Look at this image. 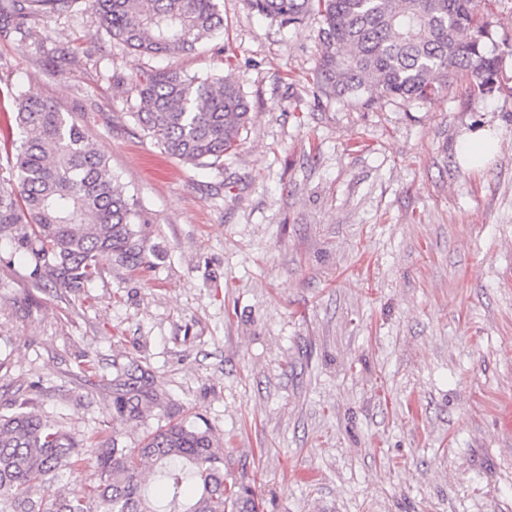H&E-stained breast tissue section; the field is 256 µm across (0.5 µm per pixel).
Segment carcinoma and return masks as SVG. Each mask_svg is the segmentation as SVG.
Instances as JSON below:
<instances>
[{"label": "carcinoma", "mask_w": 512, "mask_h": 512, "mask_svg": "<svg viewBox=\"0 0 512 512\" xmlns=\"http://www.w3.org/2000/svg\"><path fill=\"white\" fill-rule=\"evenodd\" d=\"M79 0H0V35L38 39V4L58 15ZM114 40L176 57L224 29L217 0H84ZM280 25L317 15L316 84L340 101L363 96L404 103L443 94L454 77L492 91L499 54L479 18L480 0H246ZM132 118L170 156L211 167L236 153L250 120L243 89L223 75L151 70L129 83ZM12 118L0 127L11 148L0 176V238L23 249L33 272L54 287L82 288L98 277V257L122 265L140 254L136 200L117 185L104 154L51 102L15 89ZM146 371L117 385L112 416L141 417L154 400ZM168 490L155 499L145 465ZM0 512H260L252 486L224 477V448L209 429L168 422L136 447L121 433L75 434L45 422L30 398L0 413Z\"/></svg>", "instance_id": "1"}]
</instances>
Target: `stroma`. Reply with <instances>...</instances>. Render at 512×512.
<instances>
[{"instance_id": "obj_1", "label": "stroma", "mask_w": 512, "mask_h": 512, "mask_svg": "<svg viewBox=\"0 0 512 512\" xmlns=\"http://www.w3.org/2000/svg\"><path fill=\"white\" fill-rule=\"evenodd\" d=\"M223 36L152 57L93 15L0 36V120L24 86L82 126L141 211L136 265L99 259L77 290L0 240V411L127 446L209 427L262 512H512V0L484 17L503 57L486 96L456 77L410 104L342 102L314 82L318 18L283 27L218 0ZM231 76L251 104L237 153L196 168L130 117L155 68ZM486 127L499 151L460 165ZM142 360L160 394L112 417Z\"/></svg>"}]
</instances>
